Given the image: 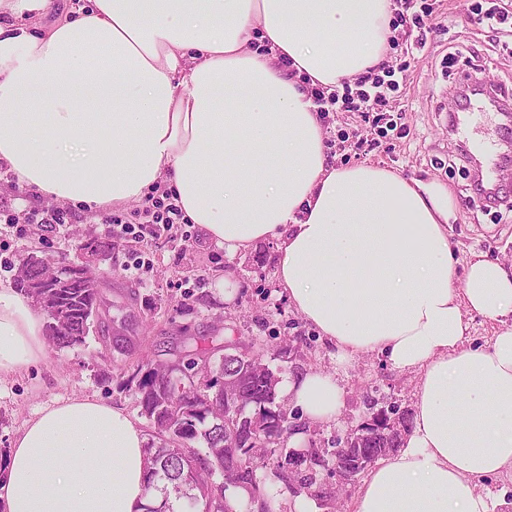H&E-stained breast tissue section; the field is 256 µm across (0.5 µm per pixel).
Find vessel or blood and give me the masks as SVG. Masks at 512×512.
<instances>
[{
    "mask_svg": "<svg viewBox=\"0 0 512 512\" xmlns=\"http://www.w3.org/2000/svg\"><path fill=\"white\" fill-rule=\"evenodd\" d=\"M460 93L462 103L450 112L449 129L470 158L478 159L474 177L482 184L485 197L497 198L505 173L512 171V113L487 83L471 81ZM491 110L501 117V135L495 141L478 131L479 119Z\"/></svg>",
    "mask_w": 512,
    "mask_h": 512,
    "instance_id": "obj_1",
    "label": "vessel or blood"
}]
</instances>
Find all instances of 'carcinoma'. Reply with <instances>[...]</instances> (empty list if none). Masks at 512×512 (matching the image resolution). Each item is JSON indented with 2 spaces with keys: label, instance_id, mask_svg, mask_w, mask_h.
Segmentation results:
<instances>
[{
  "label": "carcinoma",
  "instance_id": "obj_1",
  "mask_svg": "<svg viewBox=\"0 0 512 512\" xmlns=\"http://www.w3.org/2000/svg\"><path fill=\"white\" fill-rule=\"evenodd\" d=\"M26 276L16 279L20 291L43 304L33 281L45 273L43 261L22 260ZM55 304L65 308L61 323L47 317L46 335L60 349L82 345L92 315L99 309L98 280L91 270L73 276ZM255 343L242 345L238 356L222 353L216 336H201L184 345L183 355L153 369H135L127 382L136 383L143 414L160 436L147 447L150 470L147 486L154 498L145 512H276L277 496L267 488L272 479L294 494L303 490L321 502L333 491L317 479L316 461L291 456L283 429L290 420L277 402L278 379L260 373L249 356ZM232 377L235 393L224 395V378ZM399 418L395 435L385 430L353 433L336 444L333 455L346 472L357 470L359 459L377 462L401 447L411 428V413L390 409ZM278 439L281 463L273 466L259 455L266 438Z\"/></svg>",
  "mask_w": 512,
  "mask_h": 512
}]
</instances>
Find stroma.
<instances>
[{
    "label": "stroma",
    "mask_w": 512,
    "mask_h": 512,
    "mask_svg": "<svg viewBox=\"0 0 512 512\" xmlns=\"http://www.w3.org/2000/svg\"><path fill=\"white\" fill-rule=\"evenodd\" d=\"M478 2L442 0L437 32L415 50L404 73L406 95L398 105L400 122L408 129L405 138L381 137L378 127L357 112H333L324 121L328 154L337 162L373 163L448 188L456 205L448 238L461 275L479 254L512 264V212L499 217L474 200L468 171L456 161L458 141L445 121L455 87L471 74L473 64L481 65L487 83L512 89V37L490 46L486 27L477 22ZM452 45L462 58L447 68L443 61ZM51 205V200L16 186L0 166V257L22 259L33 252L78 264L84 262L78 243L113 238V227L101 211L73 209L68 224L28 223L29 209ZM143 253L149 266L132 270L131 262ZM277 261V241L260 242L231 257L199 225L177 224L157 236L121 241L110 260L88 262L101 276V302L85 344L47 349L45 359L30 370L0 380V462L39 409L72 397L95 396L123 409L138 421L147 442L157 441L134 389L125 384L128 375L138 364L172 358L183 337L210 336L218 326L227 338L263 347L264 361L279 380L308 371L337 374L344 405L336 423L309 422L286 392L278 394L289 419L305 426L306 443L328 448L372 413L393 405L412 409L417 372L396 369L376 352L338 368L335 347L281 295ZM228 281L233 284L229 293L224 290ZM120 304L128 305L137 323L135 346L125 355L112 343V319ZM362 485V479H355L337 491L329 507L287 492L278 497L280 512H352Z\"/></svg>",
    "instance_id": "obj_1"
}]
</instances>
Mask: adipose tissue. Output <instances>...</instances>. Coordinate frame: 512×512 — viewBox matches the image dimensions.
I'll return each instance as SVG.
<instances>
[{"label": "adipose tissue", "mask_w": 512, "mask_h": 512, "mask_svg": "<svg viewBox=\"0 0 512 512\" xmlns=\"http://www.w3.org/2000/svg\"><path fill=\"white\" fill-rule=\"evenodd\" d=\"M52 9L0 0V164L17 185L91 213L162 187L228 252L277 240L278 286L339 366L376 351L420 375L407 441L353 512H496L476 482L512 471V265L479 255L457 279L447 190L330 159L310 96L388 62L393 0H79L28 31ZM469 312L497 324L490 345H466ZM44 320L0 282V378L44 358ZM285 389L311 422L337 420V377ZM144 445L104 401L46 406L0 465V512H143Z\"/></svg>", "instance_id": "obj_1"}]
</instances>
